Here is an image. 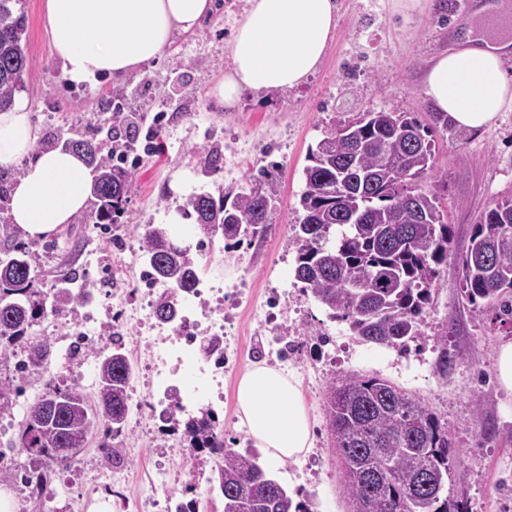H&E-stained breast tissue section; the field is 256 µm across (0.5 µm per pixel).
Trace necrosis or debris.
<instances>
[{
    "instance_id": "necrosis-or-debris-1",
    "label": "necrosis or debris",
    "mask_w": 512,
    "mask_h": 512,
    "mask_svg": "<svg viewBox=\"0 0 512 512\" xmlns=\"http://www.w3.org/2000/svg\"><path fill=\"white\" fill-rule=\"evenodd\" d=\"M136 271L138 287L134 297L121 299L111 319L113 328L130 324L140 330L129 342V356L134 363L143 364L144 382H131L128 388V407L137 421L154 419V407L147 401V393H170L180 372L194 371L199 378L193 391L180 395L181 409L198 401H223L224 375L237 363L240 340L224 325V309L246 306L247 294L240 288L224 287L213 281L205 287L195 288L181 300L177 322L162 323L154 320L150 309L165 291L161 281L153 279L148 270H134L131 262L122 260L114 264L113 274ZM210 296L214 302L205 320L194 314L196 299ZM165 456L179 460V470H171L159 463H151L144 472L134 474L120 467L99 465L86 481L87 494L97 496L113 512H183L189 500L200 503L198 512H222L210 490H199L193 483L197 464L206 458L218 462L224 456L220 448H168ZM187 481L183 490H175L177 475Z\"/></svg>"
}]
</instances>
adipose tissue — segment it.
<instances>
[{
  "label": "adipose tissue",
  "mask_w": 512,
  "mask_h": 512,
  "mask_svg": "<svg viewBox=\"0 0 512 512\" xmlns=\"http://www.w3.org/2000/svg\"><path fill=\"white\" fill-rule=\"evenodd\" d=\"M212 0H45L54 51L70 82L96 83L142 71L161 57L175 33L194 31ZM487 34L466 30L421 77L424 98L459 128L477 132L512 107V57L505 5L486 0L476 9ZM336 27L334 0H247L228 45L231 65L214 96L235 106L244 93L261 95L303 84L320 66ZM36 130L24 101L0 112V169L14 167ZM93 176L79 155L47 150L28 163L10 192L7 215L28 240L73 223L88 206ZM239 418L269 462L313 446L312 425L292 374L254 365L240 378Z\"/></svg>",
  "instance_id": "adipose-tissue-1"
}]
</instances>
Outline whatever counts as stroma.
<instances>
[{
    "label": "stroma",
    "mask_w": 512,
    "mask_h": 512,
    "mask_svg": "<svg viewBox=\"0 0 512 512\" xmlns=\"http://www.w3.org/2000/svg\"><path fill=\"white\" fill-rule=\"evenodd\" d=\"M44 2L15 0L13 5L14 13L25 18L23 39L29 56V69L15 96L27 102L38 139L92 134L104 154L125 151L139 163L125 213L114 227L116 240H108L83 214L49 240L27 241L19 233L9 240L0 237V250L25 242L32 255L34 286L45 293L54 292L67 272H84L96 285V305L108 310L115 288L136 286L130 275L120 278L116 287L105 284L117 246L142 264L139 241L148 225L166 223L191 193L202 187L212 192L252 188L258 173L271 169L278 184L275 219L260 239L229 247L219 241L195 255L202 279L223 281L228 288L243 286L254 302L277 291V322L295 335L292 354L280 361L267 332L245 315L226 310L242 349L236 373L224 378L219 418L225 447H253L236 405L241 373L258 361L292 372L313 425L312 452L319 475L310 477L302 459L287 460L270 471L289 491L314 494L318 512H349L337 479L324 393L335 378L379 376L447 422L461 457L448 476L449 500L464 505L466 512H512V394L499 389L494 376L497 349L512 340V328L497 325L492 312L465 300L455 264L441 266L421 334L403 349L361 342L345 323L331 321L294 277L297 246L292 226L302 215L299 199L310 148L334 121L382 106L415 113L422 123H430L420 76L432 57L453 45L458 30L471 25L472 13L441 9L436 0H421L419 8L410 11L398 8L395 0H335L336 29L318 70L296 89L260 98L247 94L229 108L216 102L212 90L229 66L224 32L241 17L243 0H215L214 13L200 28L176 36L165 55L146 66L144 75L105 80L95 87L66 80L53 54ZM119 110L143 112L148 122H159L162 140L151 144L142 134L131 141L109 140L112 114ZM432 137L448 181L443 209L452 227L450 247L460 256L470 245L477 214L512 195V109L500 113L484 131L437 127ZM234 145L249 147L251 155L233 175L221 170L205 173L210 151L226 157ZM73 317L67 310L32 328L34 335L51 343V369L64 385L77 374L89 380L96 374L95 356H69L67 324ZM443 332L448 335L444 370L437 366L436 343ZM44 384L42 377H27L12 412L0 415V448L14 443L27 406L43 393Z\"/></svg>",
    "instance_id": "obj_1"
}]
</instances>
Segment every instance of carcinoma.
Masks as SVG:
<instances>
[{
	"label": "carcinoma",
	"instance_id": "carcinoma-1",
	"mask_svg": "<svg viewBox=\"0 0 512 512\" xmlns=\"http://www.w3.org/2000/svg\"><path fill=\"white\" fill-rule=\"evenodd\" d=\"M11 2L0 0V109L12 105L28 67L24 17L13 14ZM112 120L115 137L136 135L123 113H113ZM401 128L416 132L418 147L402 143ZM58 147L82 154L95 172L93 223H119L132 174L102 155L93 137L41 143L43 149ZM307 161L303 217L293 225L295 278L330 319L348 323L359 340L405 347L421 335L420 317L430 304L438 267L451 256V227L440 203L448 181L437 176L432 128L397 108L359 112L330 125ZM275 196L272 182L257 193L202 190L188 198L182 212L209 241L239 244L273 223ZM170 240L168 228L158 224L140 241L145 262L166 284L153 310L165 322L173 320L176 300L199 281L192 245L173 249L166 246ZM456 264L465 300L473 306L485 302L495 320L511 325L512 197L495 201L476 217L470 246ZM93 288L85 278L67 277L63 287L43 293L34 289L25 245L0 256V359L18 352L24 355L20 371L45 376L51 345L32 335L31 327L71 302L87 301ZM96 357L97 406L88 404L78 386L61 387L50 379L28 408L16 445L30 457L26 473L37 487L52 482L48 462L68 460L100 426L104 458L122 463L112 440L126 425L132 369L115 335ZM18 396L12 382L0 380V414L12 409ZM325 410L350 512H463L451 509L448 497L419 486L424 474L448 476L457 454L448 423L420 400L384 378L353 375L329 383ZM180 425L194 445L224 447L213 411L183 423L174 419L173 428ZM212 474L211 490L224 499L223 512H310L308 503L295 501L249 453L224 451Z\"/></svg>",
	"mask_w": 512,
	"mask_h": 512
}]
</instances>
